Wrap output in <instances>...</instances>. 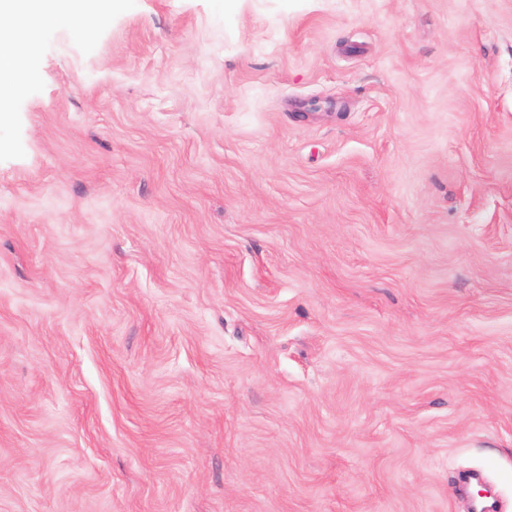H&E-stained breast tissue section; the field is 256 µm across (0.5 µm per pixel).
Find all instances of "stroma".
I'll use <instances>...</instances> for the list:
<instances>
[{"label":"stroma","mask_w":512,"mask_h":512,"mask_svg":"<svg viewBox=\"0 0 512 512\" xmlns=\"http://www.w3.org/2000/svg\"><path fill=\"white\" fill-rule=\"evenodd\" d=\"M0 126V512H512V0H90Z\"/></svg>","instance_id":"obj_1"}]
</instances>
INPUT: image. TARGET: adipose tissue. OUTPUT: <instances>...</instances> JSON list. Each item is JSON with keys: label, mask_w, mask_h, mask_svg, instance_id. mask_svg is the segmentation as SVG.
Wrapping results in <instances>:
<instances>
[{"label": "adipose tissue", "mask_w": 512, "mask_h": 512, "mask_svg": "<svg viewBox=\"0 0 512 512\" xmlns=\"http://www.w3.org/2000/svg\"><path fill=\"white\" fill-rule=\"evenodd\" d=\"M86 0H0V125L10 122L11 91L2 89L22 69L24 53L35 37L31 23L69 22L85 26Z\"/></svg>", "instance_id": "adipose-tissue-1"}]
</instances>
